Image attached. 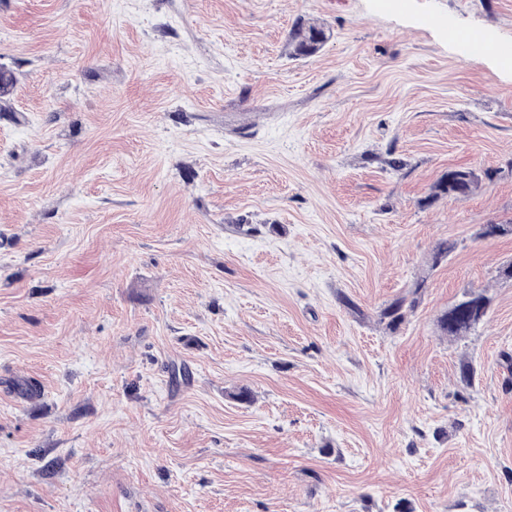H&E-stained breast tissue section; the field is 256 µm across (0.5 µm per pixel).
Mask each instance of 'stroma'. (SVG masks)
Wrapping results in <instances>:
<instances>
[{"label":"stroma","mask_w":512,"mask_h":512,"mask_svg":"<svg viewBox=\"0 0 512 512\" xmlns=\"http://www.w3.org/2000/svg\"><path fill=\"white\" fill-rule=\"evenodd\" d=\"M452 29L512 0H0V512H512V67ZM331 37L329 28L321 24L297 22L288 32L290 56L305 59L318 53ZM500 175L499 170H480L468 166L448 168L432 185L429 194L421 200L422 206H432L441 199H460L473 195L486 182ZM426 283V276H421L413 282L404 295L380 307L374 314L376 323L384 326L389 332L395 333L405 321L407 314L413 312L420 304ZM473 304L479 306L480 317L470 316L469 307ZM491 306L492 298L485 290L465 292L437 317V327L445 336H466L486 320Z\"/></svg>","instance_id":"1"}]
</instances>
